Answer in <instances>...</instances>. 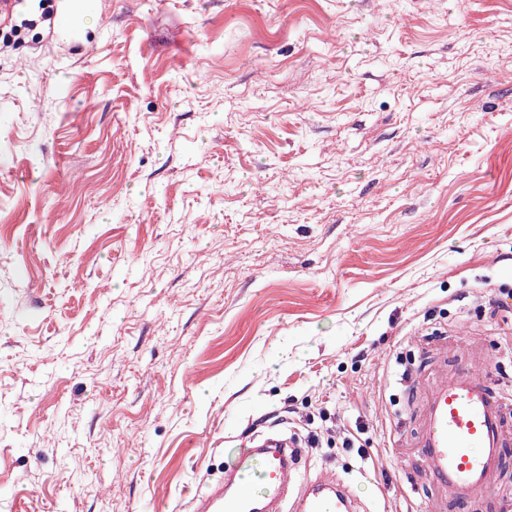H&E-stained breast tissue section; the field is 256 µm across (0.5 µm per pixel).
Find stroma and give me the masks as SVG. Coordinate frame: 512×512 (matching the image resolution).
I'll list each match as a JSON object with an SVG mask.
<instances>
[{"label": "stroma", "mask_w": 512, "mask_h": 512, "mask_svg": "<svg viewBox=\"0 0 512 512\" xmlns=\"http://www.w3.org/2000/svg\"><path fill=\"white\" fill-rule=\"evenodd\" d=\"M17 2L0 512H187L273 432L365 512H464L414 441L475 355L512 407V0H96L67 40Z\"/></svg>", "instance_id": "obj_1"}]
</instances>
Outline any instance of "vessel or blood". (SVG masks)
Listing matches in <instances>:
<instances>
[{
	"instance_id": "b4317fda",
	"label": "vessel or blood",
	"mask_w": 512,
	"mask_h": 512,
	"mask_svg": "<svg viewBox=\"0 0 512 512\" xmlns=\"http://www.w3.org/2000/svg\"><path fill=\"white\" fill-rule=\"evenodd\" d=\"M505 419L479 359L436 375L415 445L421 469L463 506L496 493L503 451L512 441ZM227 455L223 481L189 493L191 512H358L347 481L326 472L312 481L302 476L303 450L294 440H252Z\"/></svg>"
}]
</instances>
